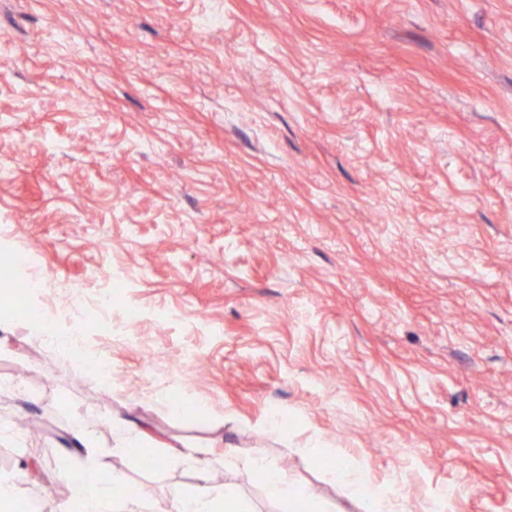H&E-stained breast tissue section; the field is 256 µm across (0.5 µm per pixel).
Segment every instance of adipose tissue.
<instances>
[{
    "instance_id": "obj_1",
    "label": "adipose tissue",
    "mask_w": 512,
    "mask_h": 512,
    "mask_svg": "<svg viewBox=\"0 0 512 512\" xmlns=\"http://www.w3.org/2000/svg\"><path fill=\"white\" fill-rule=\"evenodd\" d=\"M224 455L228 460H243L250 473L262 478L264 497L272 502L285 504V512H329V505L308 489L288 482L283 471L271 464L259 454L244 455L242 449L227 445ZM190 463L196 472L198 482L192 492L176 498L169 506L170 512H259L255 502L247 496H226L223 491L211 485L208 479L209 461L205 458L191 457ZM61 478H72L75 492L63 506V512H101L104 502H111L112 512H146L148 505L142 499L126 498L106 499L103 486H116L121 483L120 475L102 477L100 472L88 471L70 476L61 471Z\"/></svg>"
}]
</instances>
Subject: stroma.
<instances>
[{"mask_svg":"<svg viewBox=\"0 0 512 512\" xmlns=\"http://www.w3.org/2000/svg\"><path fill=\"white\" fill-rule=\"evenodd\" d=\"M1 60L0 249L57 306L0 288L16 512L64 466L170 503L196 448L278 512L228 443L346 512L342 459L512 512V0H0Z\"/></svg>","mask_w":512,"mask_h":512,"instance_id":"1","label":"stroma"}]
</instances>
